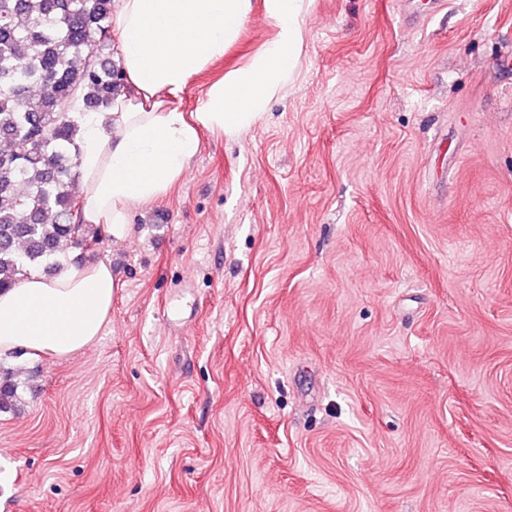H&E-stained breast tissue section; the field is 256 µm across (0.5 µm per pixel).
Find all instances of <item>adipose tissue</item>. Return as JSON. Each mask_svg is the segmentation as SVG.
Segmentation results:
<instances>
[{"label":"adipose tissue","mask_w":512,"mask_h":512,"mask_svg":"<svg viewBox=\"0 0 512 512\" xmlns=\"http://www.w3.org/2000/svg\"><path fill=\"white\" fill-rule=\"evenodd\" d=\"M312 0H264L276 33L244 68L214 83L194 112L180 106L191 80L223 57L252 0H114L111 31L124 88L95 111L73 115L80 148L82 220L114 243L133 233L135 209L168 196L198 153L201 134L233 137L261 119L298 73ZM118 280L109 261L62 264L0 291V361L66 358L96 343Z\"/></svg>","instance_id":"1"}]
</instances>
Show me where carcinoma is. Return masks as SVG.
<instances>
[{"label": "carcinoma", "mask_w": 512, "mask_h": 512, "mask_svg": "<svg viewBox=\"0 0 512 512\" xmlns=\"http://www.w3.org/2000/svg\"><path fill=\"white\" fill-rule=\"evenodd\" d=\"M112 0H0V289L30 270L53 275L67 248L98 238L77 221L76 128L67 107L108 103L122 88ZM0 410L16 397L1 367Z\"/></svg>", "instance_id": "carcinoma-1"}]
</instances>
